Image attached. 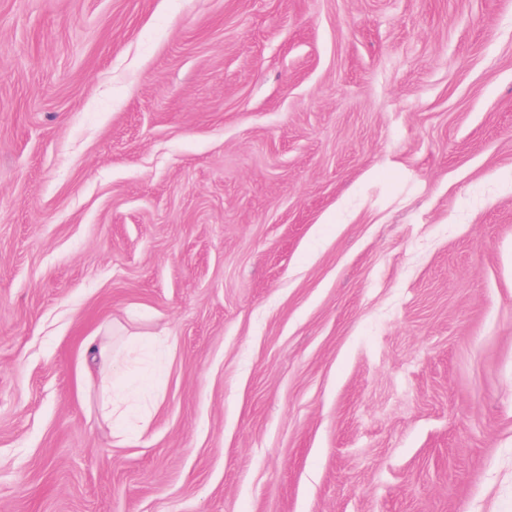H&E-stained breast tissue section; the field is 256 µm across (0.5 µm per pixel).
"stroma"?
Listing matches in <instances>:
<instances>
[{
	"label": "stroma",
	"mask_w": 512,
	"mask_h": 512,
	"mask_svg": "<svg viewBox=\"0 0 512 512\" xmlns=\"http://www.w3.org/2000/svg\"><path fill=\"white\" fill-rule=\"evenodd\" d=\"M0 512H512V0H0ZM104 366L112 369V391L104 384L103 386V404L102 413L103 417L107 420H119L125 413V405L134 399L139 394V391L134 388L115 387L114 374L118 377L120 374L121 366L124 359L120 358L113 352L112 343L102 345L97 350Z\"/></svg>",
	"instance_id": "stroma-1"
}]
</instances>
